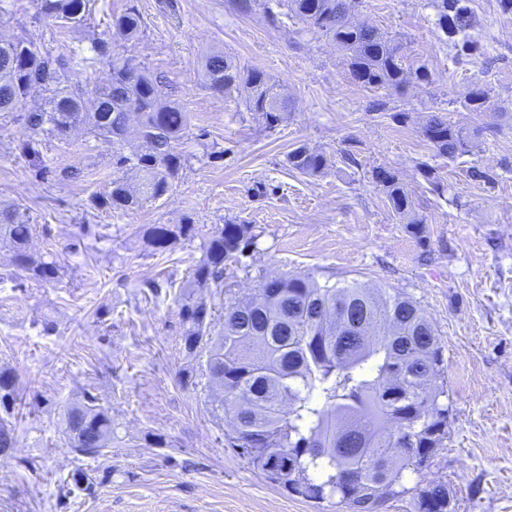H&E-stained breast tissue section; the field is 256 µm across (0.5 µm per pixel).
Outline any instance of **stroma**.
Returning a JSON list of instances; mask_svg holds the SVG:
<instances>
[{"instance_id": "35a3bbf8", "label": "stroma", "mask_w": 512, "mask_h": 512, "mask_svg": "<svg viewBox=\"0 0 512 512\" xmlns=\"http://www.w3.org/2000/svg\"><path fill=\"white\" fill-rule=\"evenodd\" d=\"M131 4L143 34L129 56L164 76L189 114L179 145L189 162L167 194L130 212L90 208L113 178L111 142L80 130L61 141L33 137L0 117V206L20 205L32 250L62 266L57 283L17 284L0 243V367L16 372L21 395L17 443L0 463V512H345L270 483L225 441L208 377L179 381L199 362L183 349L174 290L202 259L203 237L240 221L254 225L257 246L226 270L221 291H208L216 310L267 276L307 274L397 290L440 335L448 437L382 512H417L420 481L447 485L454 512H512V14L497 0H469L471 33L485 53L459 61L428 0H356L358 20L400 38L409 63L432 75L399 95L353 83L336 48L300 33L297 21L274 22L260 9L242 15L231 0H91V25L69 32L40 16L35 0H0V38L25 36L64 56L90 93L108 79L106 67L84 63L90 42L114 36L113 15ZM215 48L291 96L286 122L265 128L240 95L203 88L202 63ZM474 85L490 89L477 111L463 104ZM399 111L408 123L394 121ZM427 114L480 128L475 154L437 157L418 131L417 117ZM29 140L33 158L21 152ZM301 144L328 158L322 176L289 167ZM39 164L51 176L36 177ZM71 166L81 177L55 178ZM378 166L411 192L423 236L375 190ZM473 166L492 183L473 181ZM425 167L436 169L440 188L422 176ZM186 215L196 236L163 253L147 245V227ZM46 319L55 326L48 334ZM87 388L110 406L120 437L105 461L73 453L60 426L64 406ZM150 433L167 447H149ZM78 468L99 480L95 496L64 494Z\"/></svg>"}]
</instances>
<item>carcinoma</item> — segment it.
<instances>
[{"label": "carcinoma", "mask_w": 512, "mask_h": 512, "mask_svg": "<svg viewBox=\"0 0 512 512\" xmlns=\"http://www.w3.org/2000/svg\"><path fill=\"white\" fill-rule=\"evenodd\" d=\"M302 24V31L332 41L343 54L351 78L365 87L398 91L411 80L428 82L425 67L405 66L403 46L373 26L352 20L350 0H235L250 13L261 6L276 17ZM435 25L459 60L481 53L467 33L472 19L463 0H430ZM39 14L60 29L85 26L90 0H37ZM127 42L137 41L142 19L135 6L112 17ZM94 56L110 71L108 83L85 97L69 86L71 70L61 56L33 40L0 39V112L17 111L34 92L46 94L45 107L19 115L33 135L65 139L79 127L112 142V166L136 171V185L123 176L91 199V207L121 212L169 191L185 164L176 144L188 129L184 108L165 98L164 82L135 67L100 37ZM203 80L213 94L245 92L249 111L266 127L288 120L291 99L261 69L245 68L216 51L207 55ZM488 99L476 85L465 94L473 110ZM419 132L436 155L454 160L479 146L480 129L454 125L436 115L420 120ZM289 166L313 178L327 168L323 152L300 145ZM372 182L413 233L424 218L399 175L384 167ZM32 227L17 208L0 209V241L8 243L17 280L51 284L60 279L54 258L30 249ZM196 234L193 218L154 224L150 246L160 252ZM251 224L228 223L203 238V259L178 289L176 301L184 350L189 357L207 350L205 375L220 387L215 412L224 415L225 438L270 482L308 501L338 498L349 512H380L391 497L405 493L407 473H421L434 449L448 438L452 402L443 371L437 331L415 301L352 281L319 283L308 275L262 281L253 295L224 307L217 338L211 337L212 306L205 293L224 283L227 265L256 244ZM20 400L14 371L0 368V456L16 445L10 417ZM69 448L78 456L106 457L117 434L110 408L89 391L60 413ZM69 484L94 496L97 483L77 469ZM448 487L430 484L417 493L418 512H448Z\"/></svg>", "instance_id": "obj_1"}]
</instances>
